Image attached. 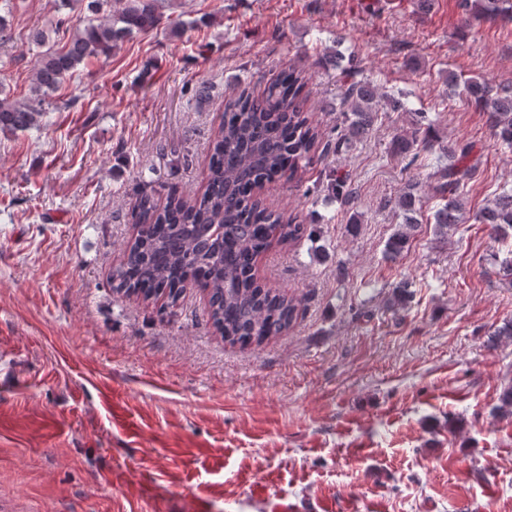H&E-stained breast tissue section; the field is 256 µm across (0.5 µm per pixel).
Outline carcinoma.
<instances>
[{"label": "carcinoma", "instance_id": "carcinoma-1", "mask_svg": "<svg viewBox=\"0 0 512 512\" xmlns=\"http://www.w3.org/2000/svg\"><path fill=\"white\" fill-rule=\"evenodd\" d=\"M463 26L471 19L495 23L512 21V0H456ZM95 15L80 24L60 49L47 48L33 74L32 97L25 102L0 97V133L25 131L40 125L42 101L88 58L108 57L126 38L161 25L156 0H88ZM356 65L342 69L341 105L350 112L347 125L325 133L305 109L307 81L302 72L288 70L269 84L260 97L241 92L224 106V123L212 146L207 185L201 196L184 197L170 191L166 204L153 196H136L131 215L138 234L129 243L122 262L112 270V290L121 293L140 289L149 294L169 291L176 307L188 282L209 296L208 316L214 329L230 343H260L287 333L298 314L297 298L257 282L255 262L272 242L292 244L306 234L296 219L251 203L252 185L279 176L299 186L302 175L315 163L318 148L339 152L366 135L379 117L377 92L369 81L354 79ZM448 85L464 87L474 105L487 116L493 138L512 147V95L501 94L487 82L448 74ZM439 148L448 162L434 171L433 195L441 200L434 211V233L448 238V230L464 220L461 192L476 177L469 143L441 145L431 129L415 128L395 137L390 152L412 164L421 154ZM336 197L354 201L351 174L334 175ZM420 196L409 190L394 200L407 214L386 245L394 259L415 235L418 224L410 217ZM490 225L502 242L512 236V189H502L474 217ZM411 292L396 286L389 307L405 309Z\"/></svg>", "mask_w": 512, "mask_h": 512}]
</instances>
